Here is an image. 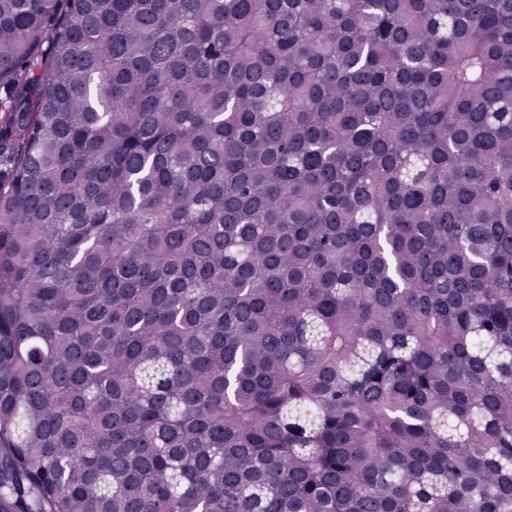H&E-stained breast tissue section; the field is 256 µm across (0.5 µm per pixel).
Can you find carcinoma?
Wrapping results in <instances>:
<instances>
[{
    "label": "carcinoma",
    "instance_id": "carcinoma-1",
    "mask_svg": "<svg viewBox=\"0 0 512 512\" xmlns=\"http://www.w3.org/2000/svg\"><path fill=\"white\" fill-rule=\"evenodd\" d=\"M0 512H512V0H0Z\"/></svg>",
    "mask_w": 512,
    "mask_h": 512
}]
</instances>
